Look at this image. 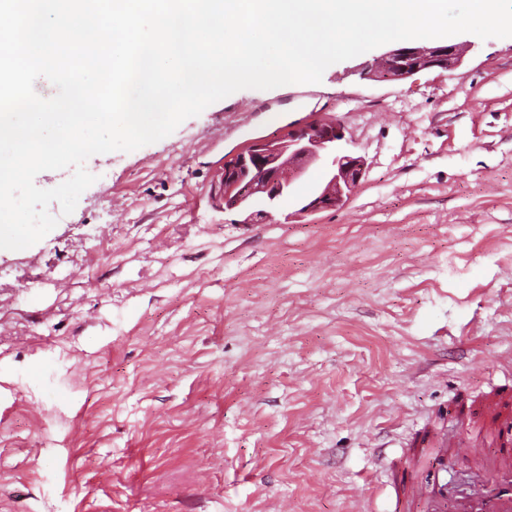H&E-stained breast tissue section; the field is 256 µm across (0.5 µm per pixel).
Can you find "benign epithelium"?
<instances>
[{
	"mask_svg": "<svg viewBox=\"0 0 512 512\" xmlns=\"http://www.w3.org/2000/svg\"><path fill=\"white\" fill-rule=\"evenodd\" d=\"M469 50V44L451 41L400 45L379 56L377 62L385 63L384 68L368 66L364 76L398 81L425 71L448 70L460 66ZM344 140V127L339 123L305 122L288 126V131L277 137L250 142L247 149L224 160V210L247 213L244 224L272 219L282 200L289 197L298 175L322 159L328 161L325 184L299 212L313 213L344 205L366 172L362 157L344 151Z\"/></svg>",
	"mask_w": 512,
	"mask_h": 512,
	"instance_id": "1",
	"label": "benign epithelium"
}]
</instances>
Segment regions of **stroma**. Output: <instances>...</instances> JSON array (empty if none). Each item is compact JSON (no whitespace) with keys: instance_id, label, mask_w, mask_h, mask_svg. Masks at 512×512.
<instances>
[{"instance_id":"1","label":"stroma","mask_w":512,"mask_h":512,"mask_svg":"<svg viewBox=\"0 0 512 512\" xmlns=\"http://www.w3.org/2000/svg\"><path fill=\"white\" fill-rule=\"evenodd\" d=\"M454 70L244 89L91 156L75 210L0 249V512H395L388 458L512 416V37ZM338 122L366 174L273 220L212 204L229 152ZM414 465V464H413Z\"/></svg>"}]
</instances>
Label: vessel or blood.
Listing matches in <instances>:
<instances>
[{"instance_id":"1","label":"vessel or blood","mask_w":512,"mask_h":512,"mask_svg":"<svg viewBox=\"0 0 512 512\" xmlns=\"http://www.w3.org/2000/svg\"><path fill=\"white\" fill-rule=\"evenodd\" d=\"M424 456L435 470L428 482H418L398 467L390 469L396 483L411 487L421 512H448V473L460 466L469 470L473 484L462 512H512V438L502 437L488 452L472 435L452 437L438 428L431 432Z\"/></svg>"}]
</instances>
